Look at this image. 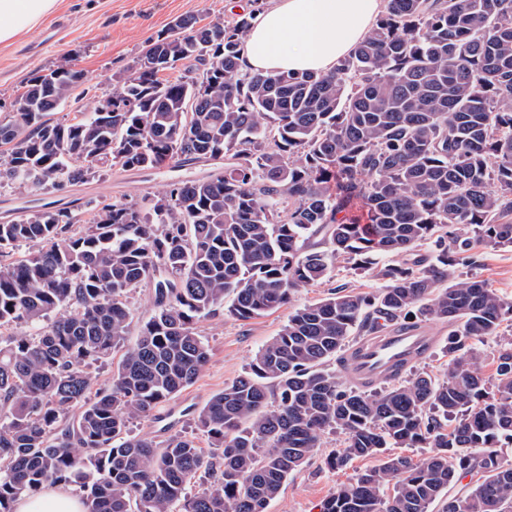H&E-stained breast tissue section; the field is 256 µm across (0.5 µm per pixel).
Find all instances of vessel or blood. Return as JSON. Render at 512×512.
I'll return each mask as SVG.
<instances>
[{"mask_svg":"<svg viewBox=\"0 0 512 512\" xmlns=\"http://www.w3.org/2000/svg\"><path fill=\"white\" fill-rule=\"evenodd\" d=\"M437 338L425 327L387 329L364 338L348 352L344 371L360 388L399 378L414 362L435 348Z\"/></svg>","mask_w":512,"mask_h":512,"instance_id":"b4317fda","label":"vessel or blood"}]
</instances>
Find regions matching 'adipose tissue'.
<instances>
[{
    "instance_id": "adipose-tissue-1",
    "label": "adipose tissue",
    "mask_w": 512,
    "mask_h": 512,
    "mask_svg": "<svg viewBox=\"0 0 512 512\" xmlns=\"http://www.w3.org/2000/svg\"><path fill=\"white\" fill-rule=\"evenodd\" d=\"M58 0H0V43L19 38L53 13ZM384 0H274L258 14L241 50L245 71L333 72L373 28ZM15 512H87L81 497L49 485L20 496Z\"/></svg>"
}]
</instances>
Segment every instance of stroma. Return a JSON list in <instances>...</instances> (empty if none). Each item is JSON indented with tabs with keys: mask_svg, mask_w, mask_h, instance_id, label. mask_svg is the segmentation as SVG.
I'll use <instances>...</instances> for the list:
<instances>
[{
	"mask_svg": "<svg viewBox=\"0 0 512 512\" xmlns=\"http://www.w3.org/2000/svg\"><path fill=\"white\" fill-rule=\"evenodd\" d=\"M194 15L203 23H227L237 15L227 0H59L56 10L27 36L0 43V121L9 120L25 91V81L34 71L71 67L84 74L66 107L51 114L54 122L72 118L75 107H90L112 91L114 73L131 69L157 34L177 17ZM210 165L188 161L157 169L128 170L115 165L100 176L59 190L21 191L0 188V222L44 208H76L79 223H89V201H125L157 194L173 180L205 177ZM482 263L472 275L486 282L505 300L512 301V249L481 248ZM340 285L356 294L369 295L381 280L360 274L344 261H337L329 279L295 293L290 305L264 316L240 320L225 313L203 319L198 332L210 350L209 360L193 384L162 404L165 421L156 416L133 420L134 435L163 442L172 436L195 432L196 415L213 395L244 373L257 350L270 341L288 320L291 307L317 302ZM197 436L203 451L211 443ZM343 434H324L307 464L293 472L267 512H320L322 502L337 486L352 481L364 469L378 465L375 457L355 458L346 468L330 469L329 454L343 447Z\"/></svg>",
	"mask_w": 512,
	"mask_h": 512,
	"instance_id": "1",
	"label": "stroma"
}]
</instances>
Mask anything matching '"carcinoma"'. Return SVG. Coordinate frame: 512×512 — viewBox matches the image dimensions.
Returning <instances> with one entry per match:
<instances>
[{"label":"carcinoma","instance_id":"1","mask_svg":"<svg viewBox=\"0 0 512 512\" xmlns=\"http://www.w3.org/2000/svg\"><path fill=\"white\" fill-rule=\"evenodd\" d=\"M252 16L157 35L112 94L69 123L50 113L83 74L60 68L26 81L16 119L0 122V184L54 188L107 165L130 170L202 160L207 176L142 201L42 209L0 223V512L47 485H75L88 512H265L288 475L336 430L342 469L389 447L429 448L419 462L387 456L323 502L321 512H429L453 481L482 480L444 512H512V303L482 280L478 241L512 248V0H386L384 13L330 74L242 69ZM188 65L174 80L158 74ZM112 105V111L105 106ZM325 232V249L308 245ZM433 244L436 256L420 253ZM383 286L343 288L295 309L249 371L197 415L211 441L158 445L128 434L192 384L209 360L197 332L222 311L250 320L328 277L343 258ZM155 283L154 313L94 398L86 367L124 347L130 292ZM229 307H224L227 297ZM448 324V374L427 372L368 394L342 365L355 331ZM16 326L29 333L13 334ZM497 338L487 385L474 345ZM81 411L63 423L75 406ZM207 470L218 485L194 494Z\"/></svg>","mask_w":512,"mask_h":512}]
</instances>
